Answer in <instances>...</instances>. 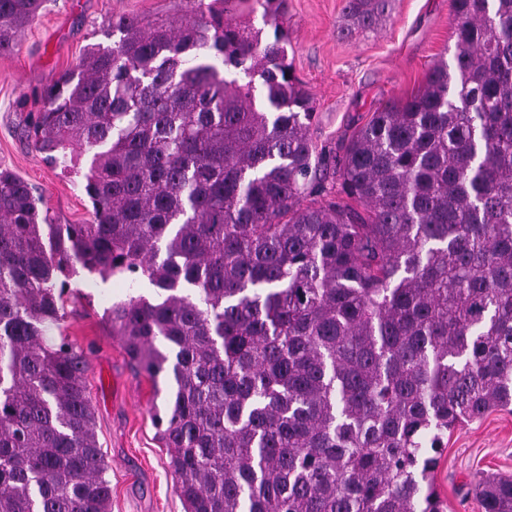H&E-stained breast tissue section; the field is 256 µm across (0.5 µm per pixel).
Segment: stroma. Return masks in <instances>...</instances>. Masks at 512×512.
Segmentation results:
<instances>
[{
	"label": "stroma",
	"mask_w": 512,
	"mask_h": 512,
	"mask_svg": "<svg viewBox=\"0 0 512 512\" xmlns=\"http://www.w3.org/2000/svg\"><path fill=\"white\" fill-rule=\"evenodd\" d=\"M345 0H286L288 60L310 91L320 123L318 146L338 150L368 112L409 97L438 61H452L450 0H392L377 31L344 36ZM193 0H45L38 19L13 53L0 56V170L36 186L53 223L84 224L91 203L82 179L63 174L29 144L23 129L42 106L40 93L92 44H111L113 18L140 15L172 20ZM74 295L68 333L90 359L86 382L96 411V433L109 470L111 512H183L153 421L164 408L151 382L131 369L103 315L112 303L153 295L147 280L122 276L108 283L87 273L70 281ZM512 475V412L493 411L448 435L437 470L447 512H481L471 492L480 473Z\"/></svg>",
	"instance_id": "35a3bbf8"
}]
</instances>
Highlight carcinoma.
<instances>
[{"label": "carcinoma", "instance_id": "cac0c4a2", "mask_svg": "<svg viewBox=\"0 0 512 512\" xmlns=\"http://www.w3.org/2000/svg\"><path fill=\"white\" fill-rule=\"evenodd\" d=\"M42 5L0 0V54ZM281 5L122 15L44 89L27 139L82 176L91 218L52 223L0 170V512H110L66 334L80 268L157 289L105 323L167 384L154 422L184 512H445V436L512 407V0H451L453 63L330 165ZM390 7L346 0L347 33ZM474 492L512 512V477Z\"/></svg>", "mask_w": 512, "mask_h": 512}]
</instances>
